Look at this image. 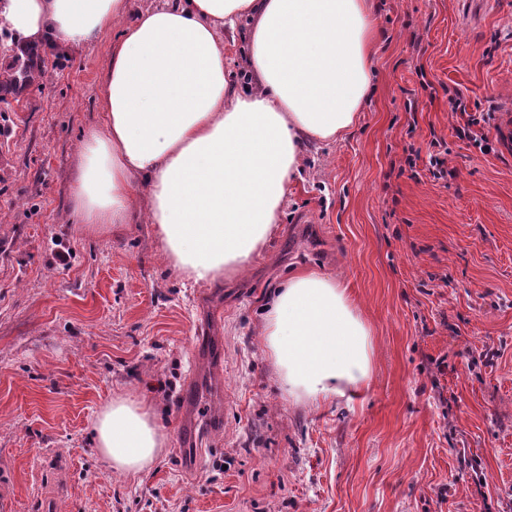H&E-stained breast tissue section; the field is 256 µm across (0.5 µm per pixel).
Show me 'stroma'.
<instances>
[{"mask_svg": "<svg viewBox=\"0 0 512 512\" xmlns=\"http://www.w3.org/2000/svg\"><path fill=\"white\" fill-rule=\"evenodd\" d=\"M377 5L355 126L307 148L265 251L210 285L172 269L146 214L97 233L74 215L77 151L121 23L49 54L19 103H0V512H41L49 497L56 512H512V0ZM454 90L494 113L489 153L457 138ZM434 140L444 178L400 171ZM310 270L350 288L373 376L297 402L263 311ZM203 326L223 339L216 378L198 358ZM192 376L224 412L190 468L176 399ZM119 397L148 404L164 436L139 474L113 471L93 443Z\"/></svg>", "mask_w": 512, "mask_h": 512, "instance_id": "35a3bbf8", "label": "stroma"}]
</instances>
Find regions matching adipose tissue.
<instances>
[{
  "instance_id": "ef3b65f1",
  "label": "adipose tissue",
  "mask_w": 512,
  "mask_h": 512,
  "mask_svg": "<svg viewBox=\"0 0 512 512\" xmlns=\"http://www.w3.org/2000/svg\"><path fill=\"white\" fill-rule=\"evenodd\" d=\"M373 0H8L21 46L75 51L122 22L101 79L99 122L82 140L71 189L90 227L148 221L171 267L196 284L261 256L309 143L344 137L372 84ZM242 32L254 85L230 81L224 33ZM265 348L296 401L367 386L372 331L345 284L294 276L265 306ZM97 451L135 474L162 435L140 402L113 400L93 423Z\"/></svg>"
}]
</instances>
